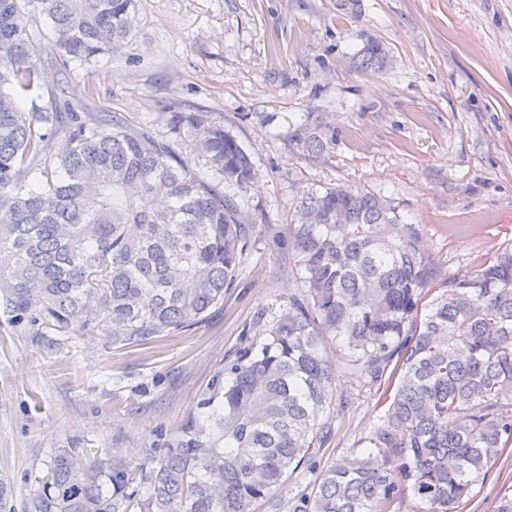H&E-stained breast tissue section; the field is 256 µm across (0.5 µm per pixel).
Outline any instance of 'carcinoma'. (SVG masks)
<instances>
[{
	"label": "carcinoma",
	"instance_id": "carcinoma-1",
	"mask_svg": "<svg viewBox=\"0 0 512 512\" xmlns=\"http://www.w3.org/2000/svg\"><path fill=\"white\" fill-rule=\"evenodd\" d=\"M60 56L120 55L137 0H27ZM21 0H0V298L9 321L83 336L112 324L138 344L197 323L224 300L248 248L243 208L211 184L254 177L249 155L205 112L159 113L182 156L150 126L71 102L24 112L40 88ZM67 149L55 151V141ZM288 140L322 153L306 128ZM285 235L301 283L265 339L243 348L209 433L195 421L150 470L94 449L61 450L30 512H250L326 437L332 345L367 382L391 387L368 453L327 468L292 512H452L512 443V251L430 296L435 268L395 202L351 186L309 191ZM424 315H419L421 310Z\"/></svg>",
	"mask_w": 512,
	"mask_h": 512
}]
</instances>
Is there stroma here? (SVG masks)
Returning a JSON list of instances; mask_svg holds the SVG:
<instances>
[{
    "label": "stroma",
    "mask_w": 512,
    "mask_h": 512,
    "mask_svg": "<svg viewBox=\"0 0 512 512\" xmlns=\"http://www.w3.org/2000/svg\"><path fill=\"white\" fill-rule=\"evenodd\" d=\"M41 87L26 112L75 100L170 134L169 105L209 113L247 151L254 178L233 193L255 233L233 288L194 326L137 345L101 332L59 341L12 326L0 308V512H28L54 453L77 446L154 467L187 421L209 425L224 370L299 281L283 232L310 190L356 186L394 198L446 282L512 249V0H137L118 56L63 62L50 21L26 8ZM384 51L365 69L368 42ZM336 137L304 154L289 129ZM384 393L337 367L328 434L255 512H291L321 472L362 451ZM512 498V444L454 512Z\"/></svg>",
    "instance_id": "obj_1"
}]
</instances>
